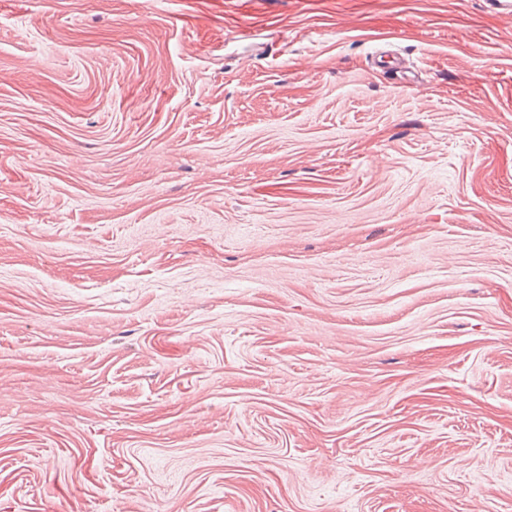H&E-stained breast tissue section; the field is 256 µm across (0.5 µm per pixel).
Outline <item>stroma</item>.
Returning <instances> with one entry per match:
<instances>
[{"instance_id":"1","label":"stroma","mask_w":512,"mask_h":512,"mask_svg":"<svg viewBox=\"0 0 512 512\" xmlns=\"http://www.w3.org/2000/svg\"><path fill=\"white\" fill-rule=\"evenodd\" d=\"M0 512H512V16L0 0Z\"/></svg>"}]
</instances>
